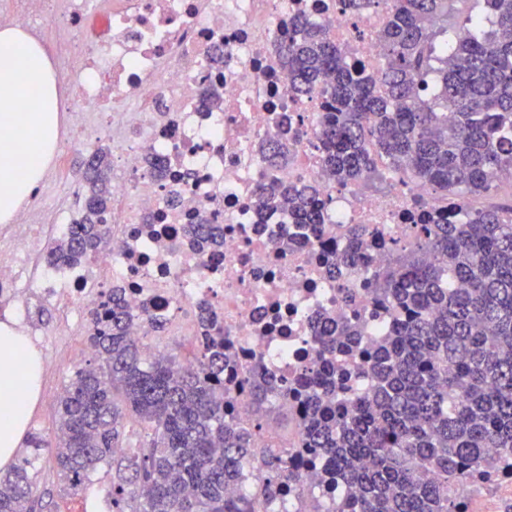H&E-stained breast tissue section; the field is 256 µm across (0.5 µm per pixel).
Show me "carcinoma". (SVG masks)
Returning <instances> with one entry per match:
<instances>
[{
	"instance_id": "cac0c4a2",
	"label": "carcinoma",
	"mask_w": 512,
	"mask_h": 512,
	"mask_svg": "<svg viewBox=\"0 0 512 512\" xmlns=\"http://www.w3.org/2000/svg\"><path fill=\"white\" fill-rule=\"evenodd\" d=\"M454 0H393L380 34L383 66L351 63L325 25L306 19L283 47L293 89L323 99L318 137L327 172L365 183L384 166L402 182L426 183L448 198V216L416 225L414 248L375 271L374 294L394 311L385 340L362 352L351 374L331 369L336 352L361 348L366 326L333 320L315 337L316 363L291 387L267 368L249 380L254 413L301 399L300 447L266 448L258 494L280 500L305 469L322 472L315 512H470L467 487L512 480V205L471 207L470 197L512 181V0H483L448 54L436 20ZM265 160L288 161L279 137ZM106 155L85 176L82 222L52 239L50 262L79 264L105 242L100 215L112 207ZM264 205L282 204L317 232L322 203L310 185L269 177ZM193 241L220 246L211 224H193ZM371 230L347 229L339 265H367ZM93 362L60 395L54 441L60 479L74 494L112 470L111 512H254L255 495L226 493L245 480L261 425L238 421L224 402V345H191V367L147 356L129 336L131 314L112 288L89 313ZM142 424L139 447L116 455L125 423ZM36 456L0 479V512H37Z\"/></svg>"
}]
</instances>
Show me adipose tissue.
<instances>
[{
	"instance_id": "obj_1",
	"label": "adipose tissue",
	"mask_w": 512,
	"mask_h": 512,
	"mask_svg": "<svg viewBox=\"0 0 512 512\" xmlns=\"http://www.w3.org/2000/svg\"><path fill=\"white\" fill-rule=\"evenodd\" d=\"M28 100L29 111L18 109ZM61 104L53 69L40 45L18 28H0V140L15 150L0 169V222L9 223L37 187L57 147ZM41 363L27 336L0 323V468L13 460L39 392Z\"/></svg>"
}]
</instances>
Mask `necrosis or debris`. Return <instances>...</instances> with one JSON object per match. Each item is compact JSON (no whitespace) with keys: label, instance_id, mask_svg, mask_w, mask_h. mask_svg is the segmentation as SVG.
<instances>
[{"label":"necrosis or debris","instance_id":"4bbe7bcc","mask_svg":"<svg viewBox=\"0 0 512 512\" xmlns=\"http://www.w3.org/2000/svg\"><path fill=\"white\" fill-rule=\"evenodd\" d=\"M0 11V25L37 32L54 27L47 49L55 70L78 62L77 90L64 104L66 123L82 130L65 139L60 154L93 146L98 125L112 138V209L101 216L111 229L107 243L77 267L44 259L47 235L68 232L65 214L40 219L37 195L0 226V303L28 335L35 314L55 309L60 326L83 332L84 315L110 288L123 289L134 315L130 333L142 335V308L164 317L170 335L204 341L200 305L224 328V400L235 418L250 419L242 384L255 364L292 380L314 356L318 320L357 311L370 340L384 336L387 310L370 282L377 267L394 257L391 243L413 242L419 221L414 199L437 213L448 211L422 183L392 180L382 193L358 183L341 185L325 173L318 148L321 99L298 95L279 61L295 17L326 25L350 59L374 68L382 58L379 35L391 0H372L358 12L342 0H14ZM286 132L285 182L315 183L326 204L317 235L307 234L287 211L269 210L255 223L254 210L267 165L259 143ZM161 158L167 177L155 180L148 158ZM219 225L224 244L196 248L187 234L199 220ZM380 230L369 241L368 266L330 276L329 257L343 249L345 228ZM295 239L283 250L281 239ZM352 288L355 308L339 289Z\"/></svg>","mask_w":512,"mask_h":512}]
</instances>
